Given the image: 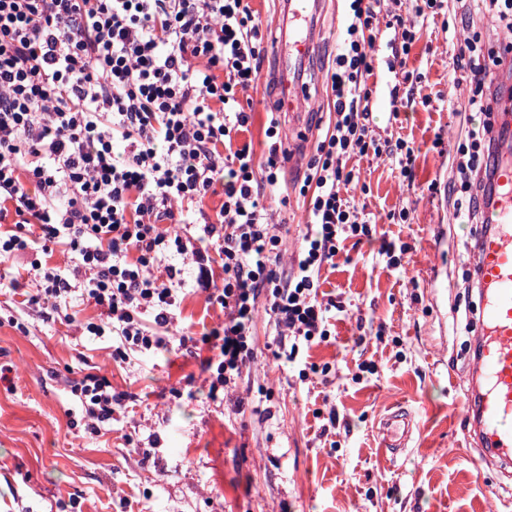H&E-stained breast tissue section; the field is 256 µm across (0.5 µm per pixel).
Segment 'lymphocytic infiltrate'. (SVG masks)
<instances>
[{
  "label": "lymphocytic infiltrate",
  "instance_id": "lymphocytic-infiltrate-1",
  "mask_svg": "<svg viewBox=\"0 0 512 512\" xmlns=\"http://www.w3.org/2000/svg\"><path fill=\"white\" fill-rule=\"evenodd\" d=\"M330 74L334 122L317 144L301 192L309 219L290 272H280L281 239L260 201L255 171L269 185L287 160L276 112H268L267 151L256 160L238 133L252 120L240 95L258 81L267 48L251 0H0V259L31 256L37 289L30 303L51 301L74 323L75 302L93 305L111 337L114 359L156 349L158 329L172 325L184 285L172 255H191L196 284L224 311L222 327L201 337L209 395L235 387L254 359L258 302L274 318L276 358L295 361L300 347L328 342L334 301L318 280L344 237L371 234L365 211L347 195L355 157H385L413 178L415 149L405 139H378L370 125L371 80L381 28L397 35L402 54L418 39L415 21L440 14L444 0H344ZM479 34L460 44L457 66L471 87L468 105L483 115L452 161L448 197L470 216L486 201L494 167V107L483 89L506 51L485 60ZM224 200L203 215L191 242L171 233L209 193ZM39 235H30L29 225ZM65 246L71 268L37 260ZM90 432H99L125 394L89 373L75 381Z\"/></svg>",
  "mask_w": 512,
  "mask_h": 512
}]
</instances>
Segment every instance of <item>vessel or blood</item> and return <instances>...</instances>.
<instances>
[{"mask_svg": "<svg viewBox=\"0 0 512 512\" xmlns=\"http://www.w3.org/2000/svg\"><path fill=\"white\" fill-rule=\"evenodd\" d=\"M323 0H280L275 72L281 109L297 110L313 50V31ZM498 161L491 194L476 234L473 280L477 315L471 320L475 355L464 413L471 422L468 442L499 475L512 472V120L491 132ZM412 432L403 410L386 415L380 429L385 453L399 455Z\"/></svg>", "mask_w": 512, "mask_h": 512, "instance_id": "b4317fda", "label": "vessel or blood"}]
</instances>
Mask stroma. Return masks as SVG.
Returning <instances> with one entry per match:
<instances>
[{
	"mask_svg": "<svg viewBox=\"0 0 512 512\" xmlns=\"http://www.w3.org/2000/svg\"><path fill=\"white\" fill-rule=\"evenodd\" d=\"M459 11L450 0L446 16L420 22L406 61L423 75L415 100L400 105L396 123L373 116L379 134L414 143V182L403 184L390 162L352 161L357 180L348 193L369 214L373 237L340 241L320 271V296L339 304L329 342L282 364L274 326L258 312L255 361L233 395L214 401L193 350L163 347L117 362L109 342L60 323L51 307L0 295V366L10 369L0 380V512H498L512 501V481L474 466L461 408L470 390L474 231L448 203V150L466 139L470 91L453 83L457 48L442 29ZM341 15L340 0H325L308 100L283 134L295 160L281 175L290 193L274 221L292 251L307 217L292 187L331 121L327 70ZM272 70L264 58L247 93L254 118L239 137L259 155L265 112L280 95ZM403 209L407 222L390 220ZM385 239L404 246L399 266L380 255ZM174 263L187 287L170 336L222 324L220 307L193 285V265ZM88 372L128 396L96 435L72 391ZM400 407L417 430L393 459L378 446V428Z\"/></svg>",
	"mask_w": 512,
	"mask_h": 512,
	"instance_id": "1",
	"label": "stroma"
}]
</instances>
